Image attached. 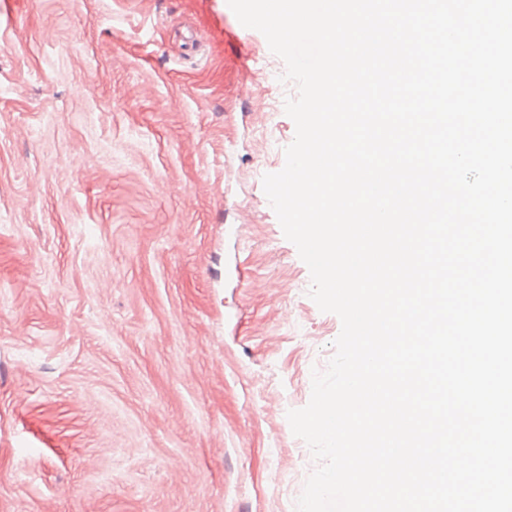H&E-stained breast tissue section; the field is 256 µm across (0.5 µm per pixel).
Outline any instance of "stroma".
I'll use <instances>...</instances> for the list:
<instances>
[{
	"label": "stroma",
	"mask_w": 512,
	"mask_h": 512,
	"mask_svg": "<svg viewBox=\"0 0 512 512\" xmlns=\"http://www.w3.org/2000/svg\"><path fill=\"white\" fill-rule=\"evenodd\" d=\"M227 0H0V512H296L341 331Z\"/></svg>",
	"instance_id": "stroma-1"
}]
</instances>
